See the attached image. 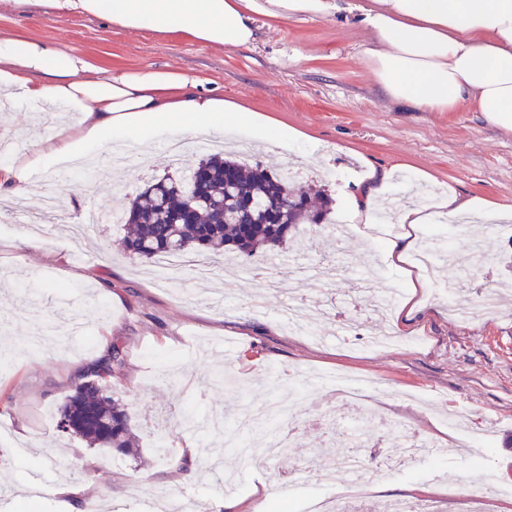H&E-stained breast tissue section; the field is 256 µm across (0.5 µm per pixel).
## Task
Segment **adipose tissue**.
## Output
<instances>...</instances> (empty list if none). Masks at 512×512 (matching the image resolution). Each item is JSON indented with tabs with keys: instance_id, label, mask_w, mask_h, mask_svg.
Instances as JSON below:
<instances>
[{
	"instance_id": "obj_1",
	"label": "adipose tissue",
	"mask_w": 512,
	"mask_h": 512,
	"mask_svg": "<svg viewBox=\"0 0 512 512\" xmlns=\"http://www.w3.org/2000/svg\"><path fill=\"white\" fill-rule=\"evenodd\" d=\"M24 9L46 7L57 15H88L135 33H179L217 48L253 42L256 15L288 19L356 13L371 35L364 61L386 98L423 112L482 113L512 132V0H5ZM199 79L155 70L104 69L81 54L36 39L0 35V96L25 99L44 110L60 109L83 128L39 148L35 156L0 170V186L25 191L29 169L75 154L78 142L101 145L114 131L143 136L174 117L194 136L217 128L238 104L199 93ZM487 199L455 193L433 205L398 211L401 224H428L434 214L456 223L466 217L492 219Z\"/></svg>"
}]
</instances>
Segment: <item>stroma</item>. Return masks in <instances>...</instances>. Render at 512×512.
<instances>
[{"label":"stroma","instance_id":"obj_1","mask_svg":"<svg viewBox=\"0 0 512 512\" xmlns=\"http://www.w3.org/2000/svg\"><path fill=\"white\" fill-rule=\"evenodd\" d=\"M255 27L251 44L223 50L184 35L120 30L92 16L35 17L0 6L1 34L50 41L115 71L172 70L200 78L203 92L300 131L297 140L274 133L265 139L238 117L211 133L230 153L237 141H248L253 152L247 164L303 166L300 186L326 190L336 201V214L325 223L299 225L282 257H255L273 275L328 258L372 272L363 290L369 294L404 280L374 237L355 230L352 197L372 166L395 171L394 196L383 203L390 211L450 190L512 209V134L477 112H421L389 103L363 60L370 36L353 19L300 15L274 21L259 15ZM71 123L70 114L59 112L46 124L39 104L15 101L0 119V141L15 144L0 151V165L63 136ZM179 135L173 123L147 133L153 159L144 170L114 164L110 149L88 145L75 165L57 160L48 173L30 171L28 212L39 209L51 185L64 212L91 209L104 216V223L89 225L80 238L72 237L69 224L47 217L41 234L22 229L16 215L0 218V325L11 348L0 372V422L14 441L30 445L28 455L17 456L11 444L0 443V512H15L21 488L37 474L49 486L65 481L83 489L105 512H155L159 490L190 494L209 512H264L273 499L301 503L323 488L309 479L291 483L295 462L346 452L349 437L335 421L301 412L287 456L250 459L225 447L223 437L208 433L203 423L211 416L232 420L244 404L296 401L298 388L311 389L309 375L336 372L381 382L388 395L379 412L446 450L426 459L423 468L403 469L401 440L390 436L363 448L371 464H391L381 484L364 493L363 512H382L393 501L426 494L443 512H456L455 498L472 483L512 487V301L484 320L457 313L480 290L512 291V220L480 225L489 252L482 264L473 259L471 233L446 225L453 258L435 263L413 299V318L400 327L394 316L378 317L358 300L352 274L343 273L331 289L305 277L295 287L304 315L321 308L328 317L312 323L311 334L297 333L283 314L287 299L267 288L265 279L226 267L222 257L210 258L209 277L187 275L164 284L150 262L115 248L123 227L111 223L113 212L152 179L187 176L200 159L191 148L182 164L171 163L163 146ZM257 296L265 301L259 314L247 307ZM69 314L82 316L81 331L65 330L34 350L25 345L26 336ZM382 329L395 332L397 341L384 349L369 346L368 336ZM227 339L233 350H224ZM116 342L124 347L126 368L107 386L129 413L141 448L137 458L87 448L59 433L49 418ZM452 409L482 431L480 465L465 451L464 435L449 430ZM161 431L174 450L164 462L155 448ZM205 448L223 457V469H210L201 455ZM432 470L442 471L443 480L429 482ZM229 479L236 486L230 496L224 493Z\"/></svg>","mask_w":512,"mask_h":512}]
</instances>
